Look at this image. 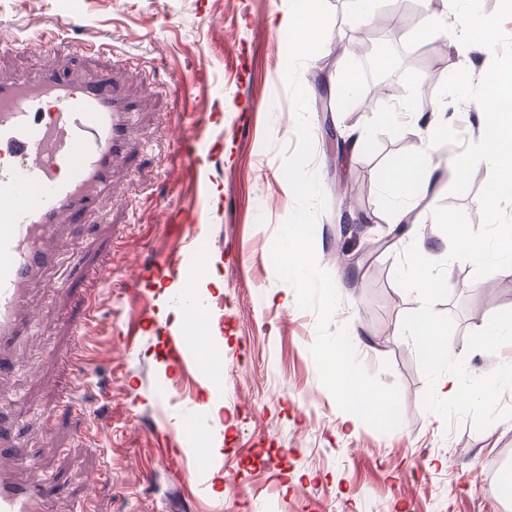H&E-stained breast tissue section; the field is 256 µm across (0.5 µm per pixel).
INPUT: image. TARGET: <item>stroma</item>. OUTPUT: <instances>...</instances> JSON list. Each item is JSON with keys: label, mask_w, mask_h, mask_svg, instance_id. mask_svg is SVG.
<instances>
[{"label": "stroma", "mask_w": 512, "mask_h": 512, "mask_svg": "<svg viewBox=\"0 0 512 512\" xmlns=\"http://www.w3.org/2000/svg\"><path fill=\"white\" fill-rule=\"evenodd\" d=\"M327 4L325 46L301 69L309 169L327 199L314 247L342 299L332 328L354 332L365 371L400 390L402 422L387 433L341 410L321 382L310 353L317 315L299 307L272 260L295 208L282 167L297 146L287 35L268 23L288 0H0L1 77L54 62L109 70L139 110L135 155L115 168L111 193L83 223L59 226L57 260L32 292L15 369L0 378V409L21 421L29 476L47 483L48 512H78L90 495L98 512H243L247 498L263 501V512H512L502 485L512 472V419L478 430L464 417L448 428L424 410L427 380L402 333L420 299L395 281L409 243L446 261L449 295L434 309L454 320L451 354L475 377L512 362V339L483 341L493 320L512 314V278H474L470 263L448 260L446 235L431 227L439 207L480 224L489 166L475 168L461 195L450 192L448 168L464 143L480 138L477 105L444 101V121L461 138L449 146H430L412 115L418 85L441 86L461 68L480 80L493 53L444 32L416 45L409 66L404 43L440 0H377L380 25L367 29L353 20L350 0ZM57 33L66 46L56 55L15 47ZM364 34L386 60L374 76L352 50ZM197 65L207 84L183 94L182 79ZM347 69L358 89L342 101L336 85ZM385 79L400 94L376 92ZM197 114L209 119L198 144L208 161L188 182L177 139L192 133ZM422 153L434 171L415 190L418 233L398 235L396 199L381 176ZM188 206L198 223H168L169 210ZM107 258L97 319L70 358L71 322L80 316L70 299ZM163 261L206 263L222 293L177 294L179 277L150 275ZM186 302L205 305L208 326L200 348L179 362L169 339L183 331L175 311ZM69 379L86 386L100 447L84 444L81 416L57 409Z\"/></svg>", "instance_id": "obj_1"}]
</instances>
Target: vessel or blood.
<instances>
[{
    "instance_id": "1",
    "label": "vessel or blood",
    "mask_w": 512,
    "mask_h": 512,
    "mask_svg": "<svg viewBox=\"0 0 512 512\" xmlns=\"http://www.w3.org/2000/svg\"><path fill=\"white\" fill-rule=\"evenodd\" d=\"M133 102L112 73L0 80V375L31 323L28 293L55 257L53 231L82 222L135 150ZM14 416L0 413V512H43L23 478Z\"/></svg>"
}]
</instances>
